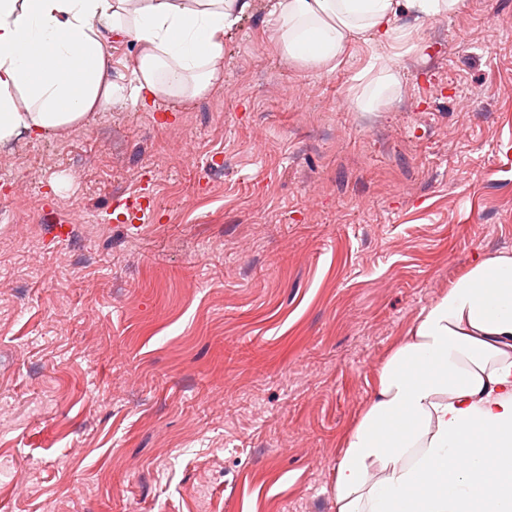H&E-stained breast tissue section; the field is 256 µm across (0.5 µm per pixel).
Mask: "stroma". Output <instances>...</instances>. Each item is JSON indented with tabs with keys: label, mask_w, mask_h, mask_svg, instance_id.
<instances>
[{
	"label": "stroma",
	"mask_w": 512,
	"mask_h": 512,
	"mask_svg": "<svg viewBox=\"0 0 512 512\" xmlns=\"http://www.w3.org/2000/svg\"><path fill=\"white\" fill-rule=\"evenodd\" d=\"M400 22L378 112V47L287 63L255 0L208 94L0 145V512H336L382 361L512 252V0Z\"/></svg>",
	"instance_id": "obj_1"
}]
</instances>
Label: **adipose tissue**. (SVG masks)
<instances>
[{"instance_id":"adipose-tissue-1","label":"adipose tissue","mask_w":512,"mask_h":512,"mask_svg":"<svg viewBox=\"0 0 512 512\" xmlns=\"http://www.w3.org/2000/svg\"><path fill=\"white\" fill-rule=\"evenodd\" d=\"M461 0H273L284 59L335 67L356 40L412 49L402 11ZM250 0H0V143L86 126L125 100L195 98L224 78ZM138 49L113 76L102 26ZM336 512H512V253L479 259L423 307L342 440Z\"/></svg>"}]
</instances>
